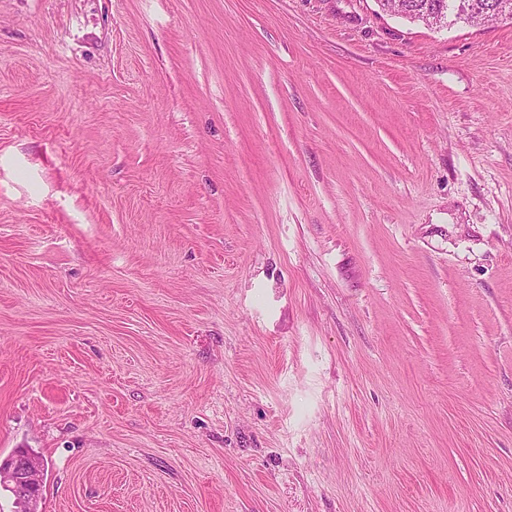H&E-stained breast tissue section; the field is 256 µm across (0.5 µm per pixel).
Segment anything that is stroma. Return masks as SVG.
Returning <instances> with one entry per match:
<instances>
[{
    "label": "stroma",
    "instance_id": "obj_1",
    "mask_svg": "<svg viewBox=\"0 0 512 512\" xmlns=\"http://www.w3.org/2000/svg\"><path fill=\"white\" fill-rule=\"evenodd\" d=\"M38 512H512V23L0 0V460ZM18 449H24L30 454H11L0 462V489L13 495L16 507L14 512H31L34 502L32 497L43 486L44 469L29 449Z\"/></svg>",
    "mask_w": 512,
    "mask_h": 512
}]
</instances>
